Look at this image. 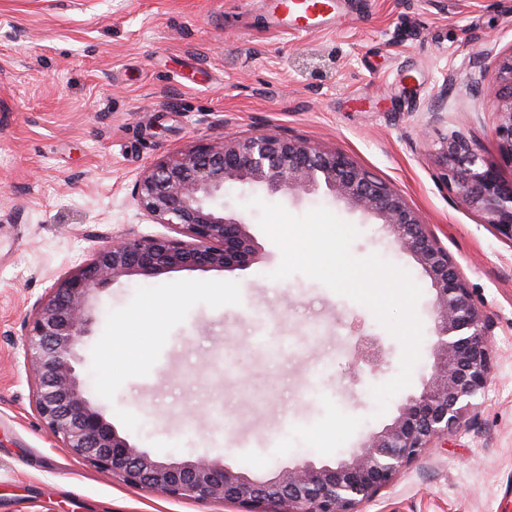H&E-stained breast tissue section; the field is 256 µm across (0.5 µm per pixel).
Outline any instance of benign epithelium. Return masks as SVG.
<instances>
[{"mask_svg": "<svg viewBox=\"0 0 512 512\" xmlns=\"http://www.w3.org/2000/svg\"><path fill=\"white\" fill-rule=\"evenodd\" d=\"M487 90L497 114L503 162L512 167V50L492 61ZM447 180L467 206L512 239V183L482 163L478 147L462 134L446 139ZM251 183L271 195L299 197L321 187L334 198L390 228L436 291L434 350L437 365L422 391L410 397L393 424L366 439L335 467L305 462L273 478L252 479L219 460H155L119 436L84 395L76 373L77 348L95 317L98 293L122 277L158 276L175 269H241L255 261V240L241 218L210 200L228 184ZM139 207L174 235L121 234L58 280L35 301L24 324L25 365L31 368L32 406L54 442L78 460L124 484L188 501H223L239 512H361L429 445L457 428L476 408L474 399L491 373L489 322L471 298L460 270L431 237L419 216L387 183L340 151H323L299 139L262 134L221 138L158 161L141 173L133 192ZM384 350L363 336L356 359L378 363Z\"/></svg>", "mask_w": 512, "mask_h": 512, "instance_id": "obj_1", "label": "benign epithelium"}]
</instances>
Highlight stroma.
Returning a JSON list of instances; mask_svg holds the SVG:
<instances>
[{
  "instance_id": "stroma-1",
  "label": "stroma",
  "mask_w": 512,
  "mask_h": 512,
  "mask_svg": "<svg viewBox=\"0 0 512 512\" xmlns=\"http://www.w3.org/2000/svg\"><path fill=\"white\" fill-rule=\"evenodd\" d=\"M334 19L290 35L268 0H0V512H237L124 485L52 447L32 407L22 327L33 303L94 248L165 228L132 192L150 165L222 137L271 133L338 150L387 181L455 259L488 315L491 380L476 409L363 512H512V240L447 185L442 137L461 133L501 163L497 118L474 55L512 49V0H335ZM354 225V256L380 255L421 287L420 359L377 415L373 386L399 371L400 343L369 308L301 274L271 279L281 252L251 199ZM215 207L258 246L244 269L124 277L99 295L76 370L119 435L159 461L198 457L267 477L336 465L393 423L436 364L435 291L389 228L336 202L226 186ZM190 289L186 304L170 292ZM153 296L158 329L102 367L123 317ZM384 348L357 361L359 337Z\"/></svg>"
}]
</instances>
